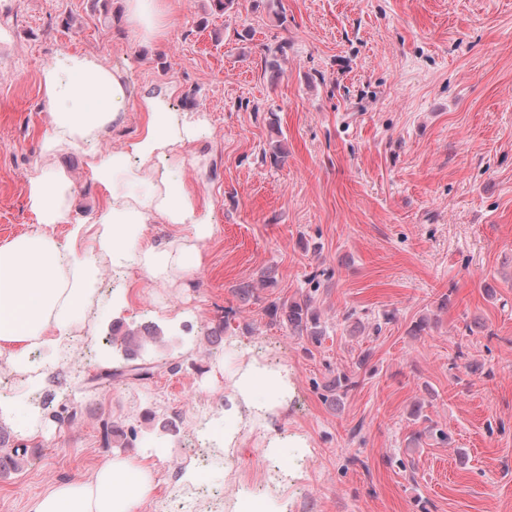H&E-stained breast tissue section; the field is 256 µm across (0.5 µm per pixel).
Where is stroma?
Wrapping results in <instances>:
<instances>
[{
  "mask_svg": "<svg viewBox=\"0 0 512 512\" xmlns=\"http://www.w3.org/2000/svg\"><path fill=\"white\" fill-rule=\"evenodd\" d=\"M174 5L157 43L122 35L123 0H0V243L33 224L27 182L44 167L70 173L73 217L90 216L103 193L89 154L143 124L130 112L88 149L42 155L39 72L67 53L125 70L139 93L172 87V111L204 116L186 146L204 180L168 174L216 226L198 243L200 268L171 280L95 251L100 274L70 338L18 361L0 352V436L28 450L0 475V512L89 479L118 453L108 427L153 471L136 512H175L193 457L205 488L194 512L245 499L269 512H512V0ZM247 28L253 38L239 40ZM277 44L275 76L264 48ZM247 283L258 291L244 301ZM308 292L318 344L265 312ZM477 321L483 331L469 333ZM147 325L171 340L153 354L159 373L101 382L124 364L113 337ZM365 349L359 386L325 402L332 371ZM251 360L287 370L288 402L240 424L227 449L226 395ZM418 403L448 440L411 443Z\"/></svg>",
  "mask_w": 512,
  "mask_h": 512,
  "instance_id": "stroma-1",
  "label": "stroma"
}]
</instances>
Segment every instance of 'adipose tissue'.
Masks as SVG:
<instances>
[{"instance_id":"ef3b65f1","label":"adipose tissue","mask_w":512,"mask_h":512,"mask_svg":"<svg viewBox=\"0 0 512 512\" xmlns=\"http://www.w3.org/2000/svg\"><path fill=\"white\" fill-rule=\"evenodd\" d=\"M174 22L172 0H125V24L133 39L164 41ZM40 86L48 114L43 154L55 155L98 139L122 122L129 108L144 115L141 132L121 147L91 155L88 166L106 192L89 219L72 217L74 182L60 168H44L28 180L34 228L0 245V343L32 345L58 342L87 308L89 285L98 274L86 240L120 262L136 254L150 280H169L197 269L199 240L215 232L210 207L196 192L171 180L159 162L185 165V146L196 136L199 116L172 112L170 89L135 94L125 72L98 58L68 54L43 64ZM132 184L147 185L142 194ZM182 225L192 239H174L158 247L144 237L153 223ZM65 224V242L56 225ZM288 399V376L247 366L234 386L228 417L243 411L271 412ZM154 489L152 471L127 456H115L86 481L62 482L31 503L30 512H135Z\"/></svg>"}]
</instances>
